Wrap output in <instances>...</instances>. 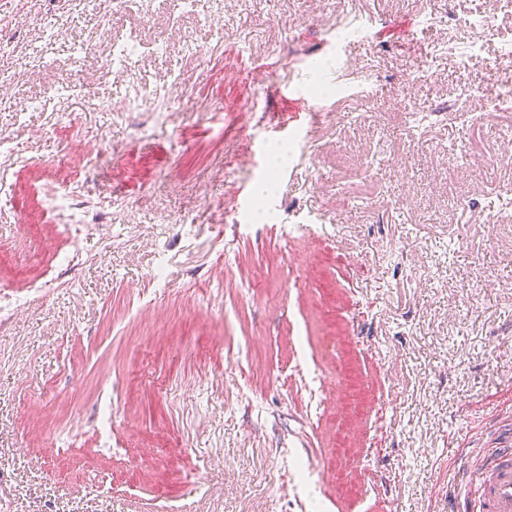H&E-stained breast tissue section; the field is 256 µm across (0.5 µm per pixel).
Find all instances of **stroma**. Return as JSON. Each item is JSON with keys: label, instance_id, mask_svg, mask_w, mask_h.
Here are the masks:
<instances>
[{"label": "stroma", "instance_id": "obj_1", "mask_svg": "<svg viewBox=\"0 0 512 512\" xmlns=\"http://www.w3.org/2000/svg\"><path fill=\"white\" fill-rule=\"evenodd\" d=\"M197 2L0 0V512L472 507L512 12Z\"/></svg>", "mask_w": 512, "mask_h": 512}]
</instances>
